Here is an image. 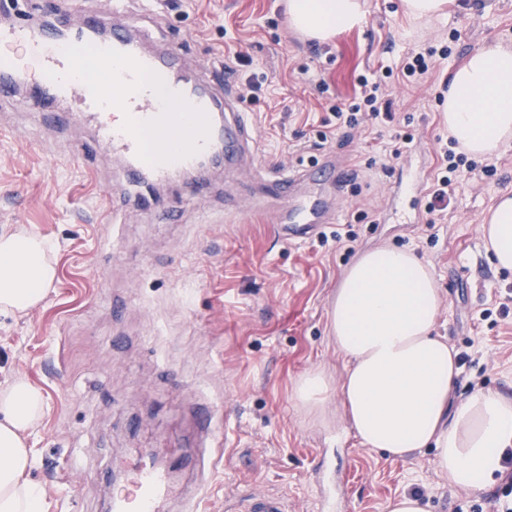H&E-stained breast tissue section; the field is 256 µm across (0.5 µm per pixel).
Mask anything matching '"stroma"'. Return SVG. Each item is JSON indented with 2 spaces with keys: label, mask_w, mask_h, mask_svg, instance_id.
I'll return each mask as SVG.
<instances>
[{
  "label": "stroma",
  "mask_w": 512,
  "mask_h": 512,
  "mask_svg": "<svg viewBox=\"0 0 512 512\" xmlns=\"http://www.w3.org/2000/svg\"><path fill=\"white\" fill-rule=\"evenodd\" d=\"M364 24L320 43L295 33L286 0H166L143 16L146 49L178 46L183 68L200 77L220 68L223 46L247 55L231 91L248 97L258 153L234 172L206 175L195 193L171 181L144 211L121 205L129 182L112 152L77 161L45 152L46 144L91 139V125L33 118L25 96L0 107V232L18 227L51 238L56 279L26 315L0 312V388L24 379L38 387L46 412L27 436L35 464L28 474L43 491V512H107L112 499L135 496L133 473L143 452L175 465L179 492L197 479L184 460L200 454L191 414L207 407L224 445L202 512H224L239 489L287 496L295 512H320L321 485L350 512H389L392 499L415 493L426 512H497L502 479L482 493L449 485L433 465L434 449L395 463L363 449L336 402L325 414L303 409L294 385L318 369L331 380L344 360L327 329L330 303L346 269L383 245L413 250L434 272L443 296L438 330L460 355L455 396L482 388L512 393V272L499 270L480 233L497 197L512 192V145L492 157L493 176H462L447 211L426 223L429 189L447 139L438 98L448 76L488 43L512 47V0H452L446 16L419 24L401 0H368ZM436 48L420 81L392 78L382 92L415 135L390 171L368 168L373 142L395 135L376 124L372 141L338 132L315 148L313 121L328 101L350 104L360 76L400 70L406 57ZM329 86L327 98L306 76ZM348 157L339 177L317 171L331 152ZM310 168L313 192L340 182L345 202L320 234L278 239L258 200L261 182ZM370 223L352 222L365 201ZM177 215L161 223L156 213ZM350 223L354 251L337 246L335 224Z\"/></svg>",
  "instance_id": "obj_1"
}]
</instances>
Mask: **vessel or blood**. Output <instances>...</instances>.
<instances>
[{
    "instance_id": "obj_1",
    "label": "vessel or blood",
    "mask_w": 512,
    "mask_h": 512,
    "mask_svg": "<svg viewBox=\"0 0 512 512\" xmlns=\"http://www.w3.org/2000/svg\"><path fill=\"white\" fill-rule=\"evenodd\" d=\"M123 13L121 0H112L110 10L86 18L66 39L51 38L46 27L27 22L0 28V45L21 48L37 61L54 98L80 102V117L93 123L94 142L74 144L70 149L72 157L83 160L92 152L105 149L123 154L134 166L145 167L155 179L166 180L174 171L194 169L219 138L231 141L237 154L253 152L254 128L244 101L224 92L221 77L213 71L204 73L197 91H187L172 74L178 48L170 47L160 53L144 50L130 34L138 24L137 19H128L119 27L114 25V17ZM93 62L106 70L107 79L87 86L80 76ZM18 73L14 59L1 55V102L17 97ZM171 100L180 104V111H162V104ZM115 111L127 115L128 123H114L110 115ZM173 125L182 131L181 142L153 152L158 133ZM305 177L301 170L274 184L275 192L286 200L276 225L279 239L286 243L311 236L318 226L331 223L334 217L330 209L288 203L291 185ZM135 483L136 495L114 500L112 512H157L158 498L170 491L165 472L150 466L138 470ZM224 509L290 512L283 494L254 489L238 491L225 501Z\"/></svg>"
}]
</instances>
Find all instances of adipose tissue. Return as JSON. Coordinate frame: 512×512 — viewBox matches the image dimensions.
<instances>
[{"mask_svg": "<svg viewBox=\"0 0 512 512\" xmlns=\"http://www.w3.org/2000/svg\"><path fill=\"white\" fill-rule=\"evenodd\" d=\"M367 0H288L292 27L327 41L361 26ZM448 134L484 157L512 143V48L487 44L448 78ZM499 269L512 272V196L505 194L480 227ZM55 246L20 229L0 233V312L24 314L56 278ZM442 294L430 267L411 250L380 246L345 272L331 300L329 329L345 362L338 384L311 371L295 385L298 402L324 409L335 393L364 449L395 462L435 449L434 466L450 486L482 492L512 447V395L477 389L452 396L459 365L436 323ZM39 388L26 380L0 389V512H42V492L25 474L34 460L26 435L45 412Z\"/></svg>", "mask_w": 512, "mask_h": 512, "instance_id": "adipose-tissue-1", "label": "adipose tissue"}]
</instances>
